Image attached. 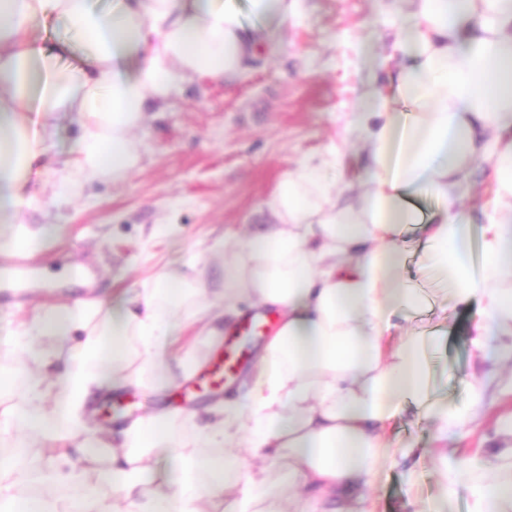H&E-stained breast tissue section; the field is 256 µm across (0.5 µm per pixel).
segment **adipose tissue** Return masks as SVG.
Wrapping results in <instances>:
<instances>
[{"mask_svg": "<svg viewBox=\"0 0 512 512\" xmlns=\"http://www.w3.org/2000/svg\"><path fill=\"white\" fill-rule=\"evenodd\" d=\"M399 34L387 46L391 93L363 94L351 120L368 148L370 185L351 198L328 181L336 153L303 160L269 204L270 230L224 258V315L240 316L239 295L277 309L282 320L244 390L195 413L136 419L94 437L78 454L63 440L80 432L87 402L105 384L120 388L162 369L159 351L195 282L166 273L144 283L141 312L95 302L40 312L22 342L23 391L0 411V512H376L368 495L386 458L387 425L402 403L425 401L434 337L405 333L401 313L424 307L420 288L403 281L404 236L421 225L426 271L456 305L478 303L471 326V401L441 418L435 441L449 482L468 479L469 512H512V423L487 459L452 462L446 443L486 417L487 401L512 360V0H398ZM247 23L234 0H0V223L16 227L26 250L35 235L20 222L31 207L23 187L34 162L75 114L76 155L55 197H79L95 180H123L136 169L134 132L150 105L179 82L232 81L277 55L301 0H249ZM62 20L70 38L45 47L32 23ZM77 56L76 65L63 60ZM491 194L473 225L462 201L479 179ZM434 197L423 215L412 197ZM478 239L480 265L469 256ZM84 327L63 383L50 378L59 351L40 338ZM60 440L50 449L47 489L38 500L16 490L27 440ZM247 442L250 458L234 454ZM176 456L172 490L148 479L160 457ZM111 483L104 499L88 474Z\"/></svg>", "mask_w": 512, "mask_h": 512, "instance_id": "obj_1", "label": "adipose tissue"}]
</instances>
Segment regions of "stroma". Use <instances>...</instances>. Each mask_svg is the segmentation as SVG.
I'll return each instance as SVG.
<instances>
[{"instance_id":"1","label":"stroma","mask_w":512,"mask_h":512,"mask_svg":"<svg viewBox=\"0 0 512 512\" xmlns=\"http://www.w3.org/2000/svg\"><path fill=\"white\" fill-rule=\"evenodd\" d=\"M304 16L289 27L281 54L236 81L193 79L182 83L161 107L153 109L135 138L138 167L120 182L94 181L82 196L54 199L49 186L60 163L75 148L74 117L60 121L59 133L40 159L41 175L29 185L37 196L25 220L41 230L32 255L26 292L0 299V410L15 400L9 339L24 328L41 304L77 299L115 301L134 298L142 284L174 271L201 278L207 298L224 286L225 251L244 248L255 225L268 221V204L278 186L304 158L335 148L342 159L341 180L359 183L361 143L348 122L369 77H383L381 46L391 33V0H303ZM422 251L408 259L402 276L418 284L427 308L408 316L407 331L440 336L429 363L434 377L431 398L455 406L468 401L469 326L475 307H449L442 284L422 271ZM82 265L98 275L94 290L72 273ZM449 321H442V311ZM217 340L200 325L176 337L163 356L168 382L144 376L139 384L105 387L85 410L81 447L96 429L117 431L131 420L164 409L184 384L180 360L208 363ZM512 414V397L497 400L487 420L466 437L449 438L448 453L473 457L490 448L500 417ZM433 413L406 404L391 437L420 448L409 463L384 466L369 493L377 512H468L469 492L459 486L444 497L440 465L433 451Z\"/></svg>"}]
</instances>
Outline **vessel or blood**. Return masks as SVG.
Listing matches in <instances>:
<instances>
[{"label":"vessel or blood","instance_id":"obj_1","mask_svg":"<svg viewBox=\"0 0 512 512\" xmlns=\"http://www.w3.org/2000/svg\"><path fill=\"white\" fill-rule=\"evenodd\" d=\"M268 328V323L261 317L245 321L235 333L225 339L223 352L210 363L208 369L182 388L180 399H193L204 392L229 384L248 359V344L256 334L266 332Z\"/></svg>","mask_w":512,"mask_h":512}]
</instances>
